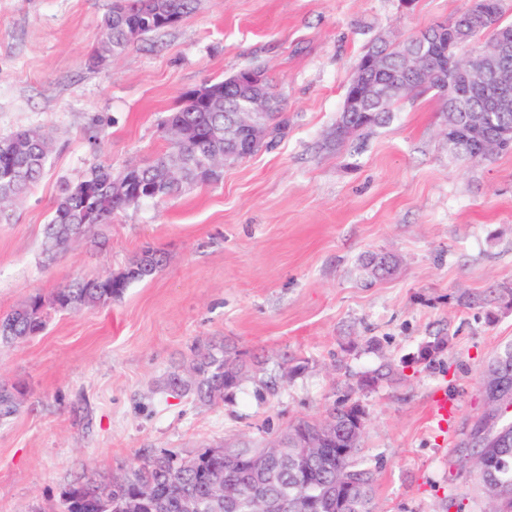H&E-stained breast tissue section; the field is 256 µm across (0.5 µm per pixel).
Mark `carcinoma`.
Instances as JSON below:
<instances>
[{
	"label": "carcinoma",
	"mask_w": 512,
	"mask_h": 512,
	"mask_svg": "<svg viewBox=\"0 0 512 512\" xmlns=\"http://www.w3.org/2000/svg\"><path fill=\"white\" fill-rule=\"evenodd\" d=\"M194 0H112L111 10L104 16L102 39L89 54V63L98 65L130 47L143 37L168 28L162 17L183 18ZM416 43H388L382 39L368 47L361 55L382 54L387 68L394 77H401L402 58ZM203 86L210 90L211 104L200 106L189 96H184L181 106L167 116V121L177 126L183 141L172 145L156 161L144 164L139 170L123 169L115 174L112 166H93L83 180L65 186L59 194L49 224L45 226L48 253L66 251L76 239L94 232L99 226L109 224L112 215L145 200H161L182 190L186 185H211L218 178H208L203 169L209 159L224 154V125L233 122L237 115V90L226 78L209 81ZM434 91L444 99L445 125L457 154L464 159L490 161L495 153L478 154L474 138L468 130L483 128V112L476 99L453 102L445 98L443 87L437 83L416 84L404 96L393 95L382 99L376 94L367 96L364 111H340L335 129L353 128L359 137L381 124L390 108L401 102ZM270 130L267 140L255 148L269 147L288 130V112L285 104L268 113L265 118ZM48 158L46 138L36 130H19L0 137V199L12 206L21 201L40 180ZM177 167L182 175L168 182L158 195H150L147 188L165 177L169 169ZM165 263V256L158 250L147 248L118 272H104L91 278H79L57 289L49 297L34 295L22 307L0 316V345L13 346L40 334L46 326L47 309L77 311L107 305L120 297L133 282L151 278ZM374 265L372 276L391 274L397 261L390 255L370 254L363 267ZM445 348V341L437 338L425 342L416 359L430 361ZM254 361L243 354L231 355L224 345L212 341H197L192 348V358L185 368L190 378L174 372L167 376L165 387L174 392L188 394L202 405H217L226 401L247 379L255 380L269 395L277 393L276 375L267 373L257 377ZM487 367L501 369L506 375L503 387L512 390V346L488 361ZM21 392L14 387L0 386V423L10 421L19 411ZM352 404L333 407L328 415L336 418L339 427L354 426L351 420ZM269 447V443L241 442L237 447L240 466L235 478L242 485V497L235 512H252L251 487L254 477L248 458ZM342 475L354 488L336 489V475ZM224 458L213 455L204 448L192 455L182 456L171 450L151 452L141 463L108 481L90 474L83 480L65 488L53 512H184L183 501L192 497L199 503L197 512H224V504L211 501L210 486L217 479H224ZM374 471L356 460V454L340 456L336 449L329 450L319 462L303 461L300 467H283L276 484L269 492L278 493L288 487V512H374L372 485ZM148 487L154 491L155 505L138 502L139 492Z\"/></svg>",
	"instance_id": "1"
}]
</instances>
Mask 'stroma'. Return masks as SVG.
I'll use <instances>...</instances> for the list:
<instances>
[{
  "label": "stroma",
  "mask_w": 512,
  "mask_h": 512,
  "mask_svg": "<svg viewBox=\"0 0 512 512\" xmlns=\"http://www.w3.org/2000/svg\"><path fill=\"white\" fill-rule=\"evenodd\" d=\"M469 5L197 0L97 66L88 55L112 0H0V135L37 128L50 142L46 175L0 214V315L119 271L144 247L166 256L109 306L50 312L40 335L0 348V381L25 391L0 425V512H47L86 473H118L161 449L261 440L341 401L366 412L360 455L375 472V512H488L459 450L485 411V362L512 345V304L469 308L460 297L512 285V151L458 158L431 92L398 103L363 139L327 143L371 42L410 40ZM253 65L286 103L281 140L225 164L220 182L141 202L47 260L62 186L98 163L151 161L186 91ZM368 253L399 264L374 278ZM436 337L443 352L416 361ZM199 339L260 354L271 369L286 353L302 369L276 395L248 382L198 407L159 385ZM440 390L450 413L438 424L429 411Z\"/></svg>",
  "instance_id": "obj_1"
}]
</instances>
